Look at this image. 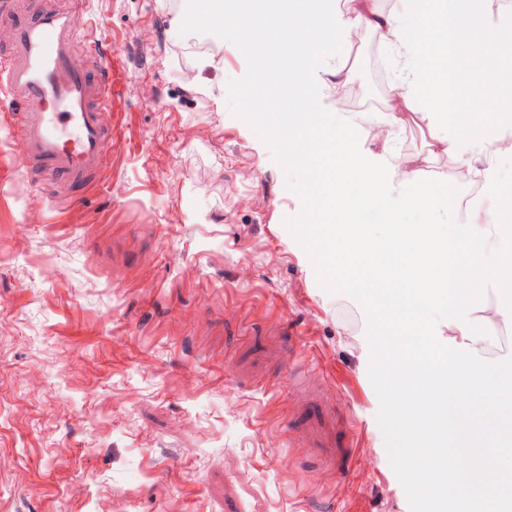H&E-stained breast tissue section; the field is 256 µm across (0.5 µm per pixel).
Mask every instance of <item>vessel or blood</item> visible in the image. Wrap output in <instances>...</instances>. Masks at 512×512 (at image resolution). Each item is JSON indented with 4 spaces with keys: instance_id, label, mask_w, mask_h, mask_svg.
<instances>
[{
    "instance_id": "1",
    "label": "vessel or blood",
    "mask_w": 512,
    "mask_h": 512,
    "mask_svg": "<svg viewBox=\"0 0 512 512\" xmlns=\"http://www.w3.org/2000/svg\"><path fill=\"white\" fill-rule=\"evenodd\" d=\"M83 6L84 0H69L64 8H43L17 27L14 53L0 61V93L10 99L0 117L25 141L28 158L74 180L107 166L95 106L111 100L113 85L111 69L91 78L71 63L79 38L93 56L103 54ZM307 433L316 447L338 445L328 422L311 421Z\"/></svg>"
}]
</instances>
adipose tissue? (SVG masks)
<instances>
[{"instance_id": "1", "label": "adipose tissue", "mask_w": 512, "mask_h": 512, "mask_svg": "<svg viewBox=\"0 0 512 512\" xmlns=\"http://www.w3.org/2000/svg\"><path fill=\"white\" fill-rule=\"evenodd\" d=\"M331 2L320 0L307 11L308 36L288 44L300 68L318 60L327 38L343 40L354 29L391 45L402 66L399 82L387 90L397 99L386 115L388 126L421 116L436 132L433 153L452 154L465 167L462 183L479 184L483 194L500 201L511 196L512 182L500 176L498 144L512 138V91L504 92L502 84L503 73L512 72V11L478 27L463 0H402V10L391 12L379 9L377 0H348L343 11ZM292 133L300 145L296 158L309 172L314 214L387 212L396 190L408 208L455 203L447 185L429 179L422 162L407 174L397 164L362 162L359 129L348 128L340 156L315 122L294 125ZM343 230L351 286L363 289L371 304L383 301L397 311L409 334L444 339L429 361L396 350L401 372L417 394L396 421L426 440L445 436L446 447L436 457L446 480H453L461 458L469 459L470 491L452 498L450 512H473L474 499L488 493L494 494L498 512H512V466H502L492 437L459 406L477 391L492 400L512 399L507 382L512 361H483L489 326L511 328L512 304L474 303L468 288L469 266L487 252L498 257L491 280H512V222L492 214L483 223L462 224L459 237L442 240L421 224L395 225L390 238L377 242L366 240L360 225L347 224ZM436 264L444 265L446 274L433 281L426 271ZM429 307L443 310L442 319H427L423 311Z\"/></svg>"}]
</instances>
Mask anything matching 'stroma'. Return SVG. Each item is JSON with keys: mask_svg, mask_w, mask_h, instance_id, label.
<instances>
[{"mask_svg": "<svg viewBox=\"0 0 512 512\" xmlns=\"http://www.w3.org/2000/svg\"><path fill=\"white\" fill-rule=\"evenodd\" d=\"M123 80L98 110L110 159L76 182L23 166L0 123V512H410L370 382L366 317L325 292L284 225L300 198L228 103L243 53L180 35L183 0H86ZM371 107L364 157L427 154L425 122L384 125L395 56L330 42ZM467 410L512 461V405ZM335 413L325 460L299 425Z\"/></svg>", "mask_w": 512, "mask_h": 512, "instance_id": "1", "label": "stroma"}]
</instances>
